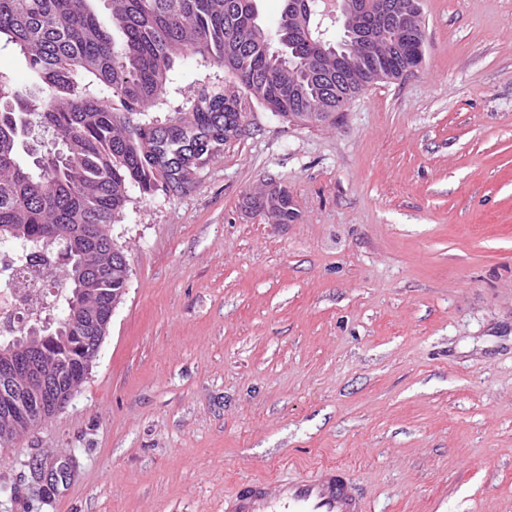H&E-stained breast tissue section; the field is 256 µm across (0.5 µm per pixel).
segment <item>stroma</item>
I'll return each mask as SVG.
<instances>
[{
    "mask_svg": "<svg viewBox=\"0 0 512 512\" xmlns=\"http://www.w3.org/2000/svg\"><path fill=\"white\" fill-rule=\"evenodd\" d=\"M420 8L422 67L322 126L175 62L145 130L217 93L240 130L190 183L129 187L127 294L71 401L0 451V512H224L240 477L327 464L370 512H512V0Z\"/></svg>",
    "mask_w": 512,
    "mask_h": 512,
    "instance_id": "stroma-1",
    "label": "stroma"
}]
</instances>
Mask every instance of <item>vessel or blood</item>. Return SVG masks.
I'll return each mask as SVG.
<instances>
[{
	"label": "vessel or blood",
	"instance_id": "vessel-or-blood-1",
	"mask_svg": "<svg viewBox=\"0 0 512 512\" xmlns=\"http://www.w3.org/2000/svg\"><path fill=\"white\" fill-rule=\"evenodd\" d=\"M224 512H368V505L346 467L325 465L274 488L263 477L241 478L225 498Z\"/></svg>",
	"mask_w": 512,
	"mask_h": 512
}]
</instances>
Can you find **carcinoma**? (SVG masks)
Instances as JSON below:
<instances>
[{"mask_svg": "<svg viewBox=\"0 0 512 512\" xmlns=\"http://www.w3.org/2000/svg\"><path fill=\"white\" fill-rule=\"evenodd\" d=\"M0 0V41L16 46L29 71L17 85L0 72V228L12 241L46 244L34 254L48 264L64 260L70 278L77 255L60 233L81 226L100 249V287H124L117 257L112 255V224L124 209L127 188L151 190L159 173L178 181L190 174L193 144L200 138L220 143L238 127L237 100L205 97L192 118L168 132L146 133L136 116L163 93L176 60L199 55L231 72L239 84L267 109L292 120L297 109L282 96L281 85L297 81L309 96L308 80L316 48L314 21L308 31L288 34L280 26L275 53L272 39L259 32L256 0ZM88 75L112 91L105 104L86 92L78 75ZM61 142L51 152L25 147L21 118ZM86 330L57 322L39 335L47 350L72 371L81 370L86 353L80 337ZM13 401L38 405L17 395L16 384L0 380V428L8 426Z\"/></svg>", "mask_w": 512, "mask_h": 512, "instance_id": "1", "label": "carcinoma"}]
</instances>
